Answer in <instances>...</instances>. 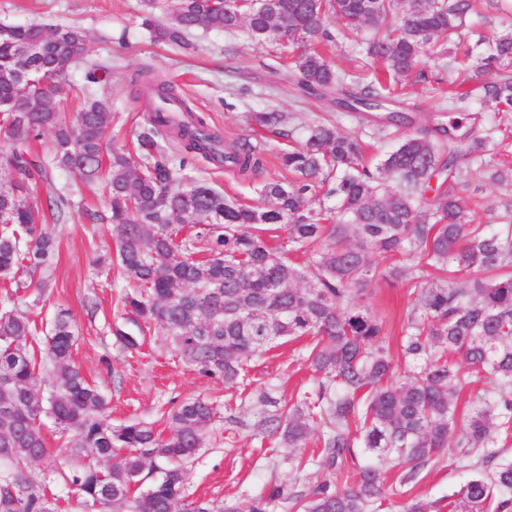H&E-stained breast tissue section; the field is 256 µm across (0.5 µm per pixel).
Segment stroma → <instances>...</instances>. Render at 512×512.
I'll list each match as a JSON object with an SVG mask.
<instances>
[{"label": "stroma", "instance_id": "obj_1", "mask_svg": "<svg viewBox=\"0 0 512 512\" xmlns=\"http://www.w3.org/2000/svg\"><path fill=\"white\" fill-rule=\"evenodd\" d=\"M37 23L48 26H78L86 32L85 52L70 70L72 88L85 86L90 63L105 61L111 66L106 83L95 87L101 100L117 119L109 132V146L129 148L148 127V112L136 99L130 83L139 70L149 68L173 84L208 124L226 139H248L260 145L265 156L261 179L288 183L290 175L279 161L281 150L300 141L309 126L332 117L344 131L359 132L368 145V162L378 163L399 143L400 132L378 131L370 123L358 122L347 112L336 111L324 102L298 98L291 83L276 74L279 65L275 43L253 42L245 32L228 34L221 30H199L189 37L190 49L155 41L142 25L140 0H0V23ZM512 33V20L488 12L479 4L468 21L463 42L451 47L447 61L428 60L425 79L405 78L406 103L416 126L434 121L439 102L433 93L436 82L463 81L482 58L489 55L493 38ZM285 112L290 117L289 136L251 128L246 116L251 112ZM473 117L477 135L486 137L489 150L471 169L470 185L464 193L467 205L475 206L481 222L499 223L489 215L505 191L489 183L491 166L512 167V112L489 111L477 100L464 108ZM188 178L208 182L228 200L262 207L256 181L236 172L196 158L186 170ZM67 193L74 207L68 219L51 225L56 240L55 269L45 293L30 288L28 273L18 280L26 288L15 301H7L0 290V309L23 314L43 325L58 309L71 313L78 334L73 359L82 372L104 393L113 424L142 421L152 424L163 436L173 425L169 414L184 399L211 400L217 416L208 432L204 448L188 464L185 494L193 501L215 506L233 504L239 512H249L257 501L266 500L271 485L280 484L290 493L303 491L310 477L320 470L314 439L299 448L274 447L255 436L253 424L260 409L253 395L266 391L272 400L285 405L312 390L317 376L307 361L308 338L294 339L248 360L239 384L200 375L193 367L172 362L169 348L147 342L142 352H124L116 343L111 327L120 322L117 295L123 289L111 267L116 251V233L108 224L86 223L85 210L106 211L107 200L96 181L56 170L51 182L38 185L34 197ZM432 268L417 264L410 280L388 285L370 283L364 303L383 322L385 341L396 364V375L405 378L411 361L400 353L402 325L415 305L416 288L431 280ZM42 431L55 454V471L47 473L44 463L30 468L32 480L48 486L57 499L58 512H70L73 492L61 477L66 468V449L57 445L58 435L51 420ZM404 467L397 461L383 464L386 496L377 512H404L412 499L447 500L470 475L451 455L445 454L428 465L416 483L401 484Z\"/></svg>", "mask_w": 512, "mask_h": 512}]
</instances>
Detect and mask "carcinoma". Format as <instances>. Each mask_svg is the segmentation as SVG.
<instances>
[{
    "instance_id": "carcinoma-1",
    "label": "carcinoma",
    "mask_w": 512,
    "mask_h": 512,
    "mask_svg": "<svg viewBox=\"0 0 512 512\" xmlns=\"http://www.w3.org/2000/svg\"><path fill=\"white\" fill-rule=\"evenodd\" d=\"M142 25L157 40L191 48L198 29L246 30L251 40L297 49L285 77L308 97L385 127L408 128L410 117L389 107L399 79L423 71L424 47L464 39L475 0H141ZM163 10L170 22L156 23ZM373 25L380 33L361 47L362 66H382L370 77L336 69L323 44ZM86 41L76 26L12 24L0 27V133L17 148L0 157L16 177L0 185V282L21 271L38 273L35 289L48 286L56 244L47 221L64 220L73 203L62 192L41 207L28 203L31 189L51 180L53 169L96 180L107 169L110 212H86L89 224L108 221L117 231L116 269L126 283L120 295L125 326L115 337L130 353L147 335L160 338L201 375L239 383L244 362L309 336L307 360L317 386L289 407H277L255 423L265 438L290 448L318 432L320 467L328 477L291 496L295 512H371L384 495L378 464L357 466L354 479L336 488L333 478L355 449L399 460L405 485L414 482L445 450L472 473L448 497V512H512V459L496 448L497 434L512 426V224L474 222L461 193L470 162L486 152L485 139L460 135V122L420 128L384 157L376 170L364 164V142L333 124L313 126L305 141L280 156L297 177L291 185L267 181L263 208L237 205L206 184L184 183L197 155L243 177L262 173L261 151L250 141L227 142L194 112L171 84L146 68L138 94L148 106L147 131L138 146L148 161L129 152L107 153L112 113L101 101H84L70 121L60 111L63 83ZM501 65L484 77V68ZM110 67L95 62L86 81H104ZM476 91L482 104L512 111V34L493 40ZM255 125L282 134L288 115L254 112ZM50 130V159L31 156L23 144ZM175 142L170 155L155 136ZM336 198V222L324 223L312 208V190ZM285 230L287 245L274 247L265 226ZM200 227L208 255L198 258L178 240L185 227ZM308 255L302 265L285 247ZM374 254L419 257L442 277L418 289L407 318L402 354L416 367L393 380L394 360L383 345V324L360 304L375 279L403 281L409 267L380 270ZM37 327L12 310L0 312V512H55L56 499L35 485L29 467L51 457L41 417L66 437L74 463L64 475L84 507L102 512H238L184 495L186 464L205 444L216 412L204 398H187L172 411L174 430L163 438L148 423L114 426L107 402L72 360L73 318L57 311L44 335L45 359L55 383L36 390L41 360L33 348ZM485 385L482 404L467 413L457 393L470 384L467 370ZM463 434L453 438L457 424Z\"/></svg>"
}]
</instances>
